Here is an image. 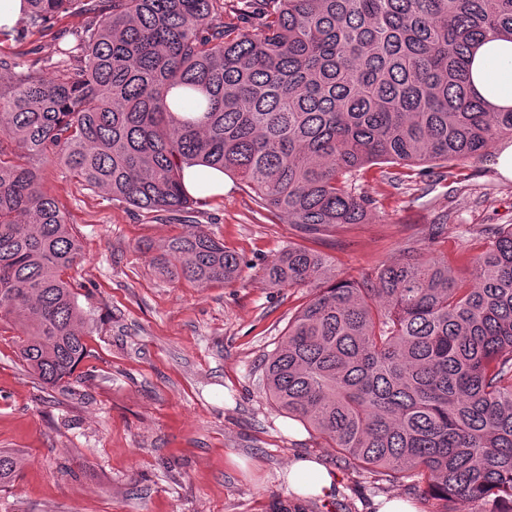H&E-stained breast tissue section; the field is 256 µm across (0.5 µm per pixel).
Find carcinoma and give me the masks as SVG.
<instances>
[{"label": "carcinoma", "mask_w": 512, "mask_h": 512, "mask_svg": "<svg viewBox=\"0 0 512 512\" xmlns=\"http://www.w3.org/2000/svg\"><path fill=\"white\" fill-rule=\"evenodd\" d=\"M25 2L18 39L74 7L89 15L58 36L73 37L62 73L0 60V322L48 387L89 350L70 276L82 246L41 167L170 214L194 203L185 169H217L316 238L368 220L353 172L464 164L512 139V110L489 108L467 76L479 41L512 36V0H236L229 24L222 0ZM159 264L201 288L244 266L199 224ZM470 264L459 276L409 242L337 281L329 256L288 247L265 275L310 298L265 360V388L349 466L417 478L439 512H512V224ZM20 466L0 454V484Z\"/></svg>", "instance_id": "1"}]
</instances>
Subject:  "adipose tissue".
<instances>
[{"label": "adipose tissue", "mask_w": 512, "mask_h": 512, "mask_svg": "<svg viewBox=\"0 0 512 512\" xmlns=\"http://www.w3.org/2000/svg\"><path fill=\"white\" fill-rule=\"evenodd\" d=\"M468 76L475 94L497 109L512 108V39L484 41L469 58ZM282 480L289 493L298 498H331L336 473L318 457L307 454L290 460Z\"/></svg>", "instance_id": "obj_1"}]
</instances>
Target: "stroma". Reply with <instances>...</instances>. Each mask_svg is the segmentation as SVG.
<instances>
[{
    "instance_id": "1",
    "label": "stroma",
    "mask_w": 512,
    "mask_h": 512,
    "mask_svg": "<svg viewBox=\"0 0 512 512\" xmlns=\"http://www.w3.org/2000/svg\"><path fill=\"white\" fill-rule=\"evenodd\" d=\"M87 15L73 10L25 42L0 36V58L61 69L57 35ZM492 154L432 169L398 186L399 165H372L353 180L370 198L371 220L309 241L256 202L238 177L194 205L189 220L238 253L246 266L230 284L201 288L168 281L155 258L185 229L181 217L106 198L63 168L43 170V187L80 240L78 302L92 315V355L63 387L42 386L15 353L16 332L0 325V451L23 461L0 485V512H375L376 498L402 496L419 512L436 503L411 481L349 470L314 431L277 409L262 383V362L305 288H277L265 267L301 242L331 256L338 277L356 279L394 260L439 215L448 233L436 252L466 268L487 244L485 225L512 224V181ZM299 454L318 456L338 475L332 499L289 495L280 475Z\"/></svg>"
}]
</instances>
